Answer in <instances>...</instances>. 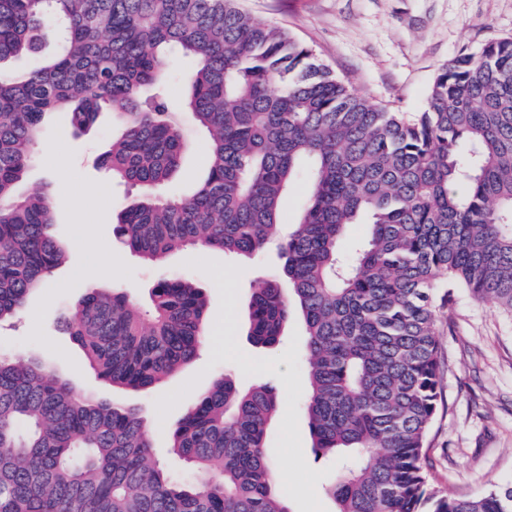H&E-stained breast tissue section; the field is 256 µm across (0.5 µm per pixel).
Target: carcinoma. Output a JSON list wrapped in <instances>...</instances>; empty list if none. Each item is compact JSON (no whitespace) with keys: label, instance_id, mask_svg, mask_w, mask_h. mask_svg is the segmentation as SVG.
<instances>
[{"label":"carcinoma","instance_id":"1","mask_svg":"<svg viewBox=\"0 0 512 512\" xmlns=\"http://www.w3.org/2000/svg\"><path fill=\"white\" fill-rule=\"evenodd\" d=\"M59 49L40 56L46 39ZM194 60L182 107L163 53ZM32 58L22 71L15 59ZM112 111V179L138 189L113 233L161 266L188 245L258 255L281 273L250 285L247 336L270 348L299 313L316 456L340 463L335 512H512V483L447 495L429 483L427 438L442 390L437 289L512 313V37L461 51L411 119L359 95L282 28L236 0H0V325L65 264L50 196L16 194L47 116L78 130ZM209 137L190 195L164 188L189 150L183 116ZM304 174L296 228L280 201ZM368 217L364 244L342 249ZM288 287H283V283ZM112 390L154 389L208 340V301L166 271L141 303L90 286L59 314ZM277 387L219 373L167 428L174 477L153 459L140 409L78 387L35 354L0 352V512H289L266 442Z\"/></svg>","mask_w":512,"mask_h":512}]
</instances>
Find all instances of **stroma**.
Returning <instances> with one entry per match:
<instances>
[{"mask_svg":"<svg viewBox=\"0 0 512 512\" xmlns=\"http://www.w3.org/2000/svg\"><path fill=\"white\" fill-rule=\"evenodd\" d=\"M256 20L288 29L317 59L351 82L369 101L413 114L425 108L439 70L462 50H478L494 37L512 36V0H239ZM183 166L169 184L172 196L190 194L207 173L208 137L192 123ZM120 129L101 112L88 129L46 119L21 190L68 194L100 191L110 209H57L55 233L71 242L72 258L26 303L19 318L0 325V350L36 353L79 367L80 387L111 395L95 374L82 369V353L58 323L91 283L116 286L145 299L156 271L113 236L111 214L132 194L113 183L101 164ZM205 289L208 329L213 337L196 361L157 389L132 395L150 430L153 452L178 476L183 462L167 453L165 427L175 423L221 371L241 387L269 382L280 393L267 452L278 469V488L290 512H333L323 490L335 469L331 458L315 456L305 402L308 395L306 338L293 316L280 342L255 347L246 336L252 281L280 266L276 250L247 258L199 246L175 252L168 261ZM438 340L444 374L442 400L429 436L427 468L433 485L450 495H479L491 483H512V314L468 291L454 289L440 310Z\"/></svg>","mask_w":512,"mask_h":512,"instance_id":"stroma-1","label":"stroma"}]
</instances>
